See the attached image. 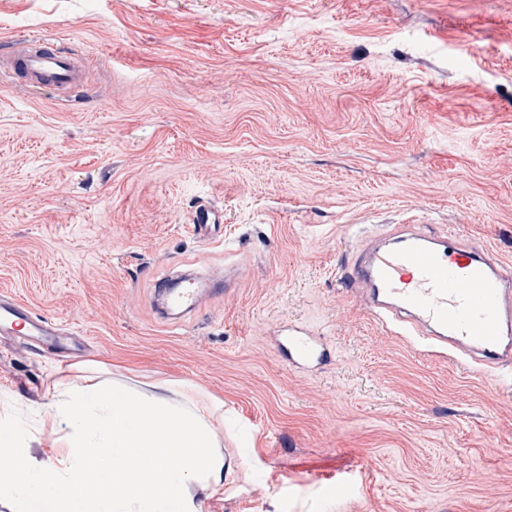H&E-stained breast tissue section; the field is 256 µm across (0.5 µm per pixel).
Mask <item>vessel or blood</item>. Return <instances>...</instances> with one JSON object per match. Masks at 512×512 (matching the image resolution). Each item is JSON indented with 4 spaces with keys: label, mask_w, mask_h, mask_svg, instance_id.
I'll list each match as a JSON object with an SVG mask.
<instances>
[{
    "label": "vessel or blood",
    "mask_w": 512,
    "mask_h": 512,
    "mask_svg": "<svg viewBox=\"0 0 512 512\" xmlns=\"http://www.w3.org/2000/svg\"><path fill=\"white\" fill-rule=\"evenodd\" d=\"M0 73L38 96L78 93L84 87L77 57L44 37L14 40L10 51L0 54ZM191 231L203 243H222L223 207L199 202ZM348 283L382 324L406 322L430 332L433 346L477 365L512 364V264L490 249L470 250L453 237H399L365 251ZM0 323L19 325L24 335L54 334L29 305L15 299L0 297ZM317 356L318 344L306 329L289 330L293 365L310 364Z\"/></svg>",
    "instance_id": "b4317fda"
}]
</instances>
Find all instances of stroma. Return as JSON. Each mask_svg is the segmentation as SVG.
Returning a JSON list of instances; mask_svg holds the SVG:
<instances>
[{"mask_svg": "<svg viewBox=\"0 0 512 512\" xmlns=\"http://www.w3.org/2000/svg\"><path fill=\"white\" fill-rule=\"evenodd\" d=\"M20 35L90 59L81 105L0 86V293L71 334L0 338V419L37 459L64 452L55 384L169 382L222 404L243 460L202 512H512V367L456 364L341 281L408 226L512 263V0H0V48ZM184 273L200 303L164 318ZM224 208L211 201L201 200L191 218V232L205 244L224 241ZM304 328L288 330V360L295 366L308 365L317 359L318 344Z\"/></svg>", "mask_w": 512, "mask_h": 512, "instance_id": "stroma-1", "label": "stroma"}]
</instances>
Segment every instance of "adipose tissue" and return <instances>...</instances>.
I'll use <instances>...</instances> for the list:
<instances>
[{
  "label": "adipose tissue",
  "mask_w": 512,
  "mask_h": 512,
  "mask_svg": "<svg viewBox=\"0 0 512 512\" xmlns=\"http://www.w3.org/2000/svg\"><path fill=\"white\" fill-rule=\"evenodd\" d=\"M67 451L37 460L0 422V501L10 512H201L224 482L214 411L167 383L56 391Z\"/></svg>",
  "instance_id": "adipose-tissue-1"
}]
</instances>
